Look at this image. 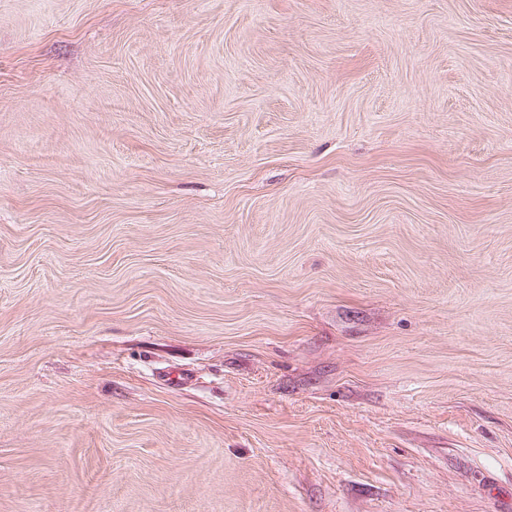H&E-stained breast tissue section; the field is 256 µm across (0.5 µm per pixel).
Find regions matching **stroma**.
<instances>
[{"label":"stroma","mask_w":512,"mask_h":512,"mask_svg":"<svg viewBox=\"0 0 512 512\" xmlns=\"http://www.w3.org/2000/svg\"><path fill=\"white\" fill-rule=\"evenodd\" d=\"M0 512H512V0H0Z\"/></svg>","instance_id":"obj_1"}]
</instances>
